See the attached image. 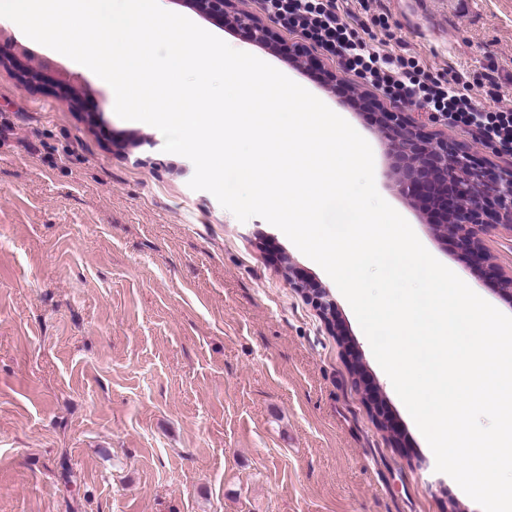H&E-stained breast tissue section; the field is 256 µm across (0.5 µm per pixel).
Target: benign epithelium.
I'll return each instance as SVG.
<instances>
[{"instance_id": "7a95c632", "label": "benign epithelium", "mask_w": 512, "mask_h": 512, "mask_svg": "<svg viewBox=\"0 0 512 512\" xmlns=\"http://www.w3.org/2000/svg\"><path fill=\"white\" fill-rule=\"evenodd\" d=\"M189 3L300 67L313 63L304 43L282 41L272 20L238 12L235 0ZM28 77L35 81L54 79L59 86L69 80L49 58L39 60ZM376 126L392 160L395 186L405 199L425 205L433 235L452 238L460 257L469 264L495 268L482 235L489 224L501 225L512 233V167L492 171L479 162L474 149L445 141L426 142L421 128L403 112L379 113ZM288 281L305 293L327 325L333 326L335 303L329 290L311 284L291 263Z\"/></svg>"}]
</instances>
